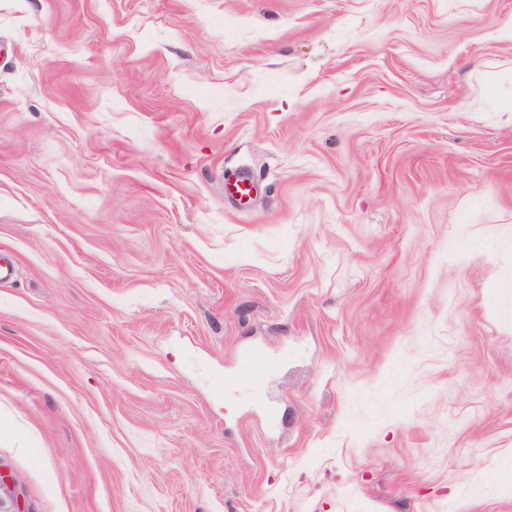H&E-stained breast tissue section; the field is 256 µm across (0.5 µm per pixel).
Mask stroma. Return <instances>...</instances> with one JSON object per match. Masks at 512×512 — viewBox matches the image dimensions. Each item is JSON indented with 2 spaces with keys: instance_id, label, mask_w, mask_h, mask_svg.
I'll return each mask as SVG.
<instances>
[{
  "instance_id": "obj_1",
  "label": "stroma",
  "mask_w": 512,
  "mask_h": 512,
  "mask_svg": "<svg viewBox=\"0 0 512 512\" xmlns=\"http://www.w3.org/2000/svg\"><path fill=\"white\" fill-rule=\"evenodd\" d=\"M510 96L512 0H0L25 512H512ZM255 191V184L248 176H241L234 181L224 184V194L239 203L247 204Z\"/></svg>"
}]
</instances>
